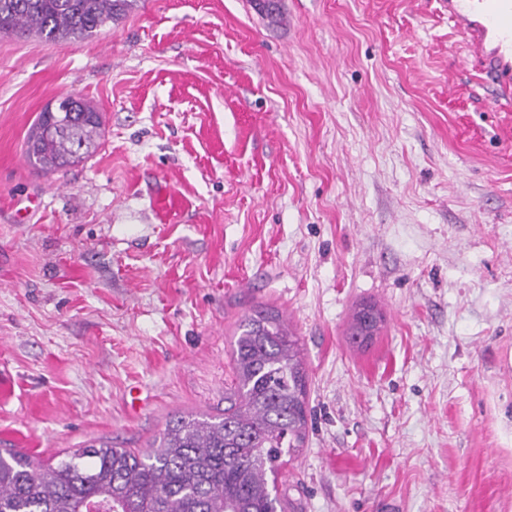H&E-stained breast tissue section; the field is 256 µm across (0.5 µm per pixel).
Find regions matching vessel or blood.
<instances>
[{"label":"vessel or blood","instance_id":"b4317fda","mask_svg":"<svg viewBox=\"0 0 512 512\" xmlns=\"http://www.w3.org/2000/svg\"><path fill=\"white\" fill-rule=\"evenodd\" d=\"M467 56L481 59L497 86L512 91V0H446Z\"/></svg>","mask_w":512,"mask_h":512}]
</instances>
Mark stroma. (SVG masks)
<instances>
[{"label":"stroma","mask_w":512,"mask_h":512,"mask_svg":"<svg viewBox=\"0 0 512 512\" xmlns=\"http://www.w3.org/2000/svg\"><path fill=\"white\" fill-rule=\"evenodd\" d=\"M281 13L135 0L89 38L0 36V448L223 415L266 305L309 375L298 512H512V110L436 0ZM67 93L104 141L44 174L24 142ZM384 317L375 305L361 304L353 312L346 336L357 347L368 345L382 330Z\"/></svg>","instance_id":"35a3bbf8"}]
</instances>
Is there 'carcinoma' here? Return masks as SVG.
I'll use <instances>...</instances> for the list:
<instances>
[{
	"label": "carcinoma",
	"instance_id": "1",
	"mask_svg": "<svg viewBox=\"0 0 512 512\" xmlns=\"http://www.w3.org/2000/svg\"><path fill=\"white\" fill-rule=\"evenodd\" d=\"M131 3L0 0V35L84 39L124 16ZM101 138L97 107L68 93L35 121L24 155L45 174L65 171L92 156ZM383 323L376 306L359 305L349 343L368 345ZM238 330L224 417L180 415L146 450L91 444L55 464L5 448L0 512H289L277 480L283 457L306 440L308 373L298 339L274 309L245 316Z\"/></svg>",
	"mask_w": 512,
	"mask_h": 512
}]
</instances>
